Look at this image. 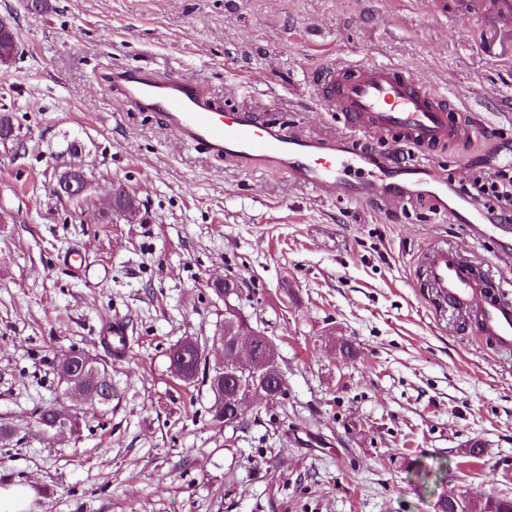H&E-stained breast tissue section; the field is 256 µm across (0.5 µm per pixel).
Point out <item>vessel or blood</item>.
<instances>
[{
  "instance_id": "1",
  "label": "vessel or blood",
  "mask_w": 512,
  "mask_h": 512,
  "mask_svg": "<svg viewBox=\"0 0 512 512\" xmlns=\"http://www.w3.org/2000/svg\"><path fill=\"white\" fill-rule=\"evenodd\" d=\"M454 12L482 21V50L488 57L512 58V0H455ZM312 83L323 105L343 120L348 135L303 137L286 124L245 111L219 112L193 83L153 72L120 71L109 77L111 91L127 105L156 113L188 145L278 169L326 195L387 205L428 198L438 212L464 225L472 239L492 241L498 255L512 257L511 224L493 221L434 164L398 162L368 143L371 137L392 134L427 155L460 147L477 134L490 135L493 124L476 127L464 110L393 64L331 62L313 73ZM421 265L438 305L477 320L483 336L499 349L512 350L511 293L479 276L474 263L454 250H429Z\"/></svg>"
}]
</instances>
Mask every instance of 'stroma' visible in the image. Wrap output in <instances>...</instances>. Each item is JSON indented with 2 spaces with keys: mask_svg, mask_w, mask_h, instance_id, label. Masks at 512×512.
I'll return each mask as SVG.
<instances>
[{
  "mask_svg": "<svg viewBox=\"0 0 512 512\" xmlns=\"http://www.w3.org/2000/svg\"><path fill=\"white\" fill-rule=\"evenodd\" d=\"M39 15L0 0L17 52L0 98L20 126L0 143V489L22 512H438L441 498L512 499V351L436 307L420 268L434 246L496 284L512 264L426 198L402 206L322 196L279 171L178 141L128 107L111 72L151 70L199 86L217 110L284 122L300 136L346 129L312 71L337 59L401 66L497 128L437 153L452 183L512 167V61L486 57L483 28L437 0H48ZM81 162L88 189L59 197ZM139 211L110 214L113 184ZM66 254L85 269L63 263ZM277 346L274 404L218 426L202 379L169 352L224 322L213 280ZM121 326L108 412L40 428L65 404L54 368L71 351L106 358ZM355 353L341 352L343 342ZM55 417L56 411L54 408H44L36 411L35 422L45 430L50 429L53 426V431L63 432L66 429H70L72 427V423L75 426L77 419H79V417L75 415L73 422L70 415H64L59 416L54 423Z\"/></svg>",
  "mask_w": 512,
  "mask_h": 512,
  "instance_id": "stroma-1",
  "label": "stroma"
}]
</instances>
